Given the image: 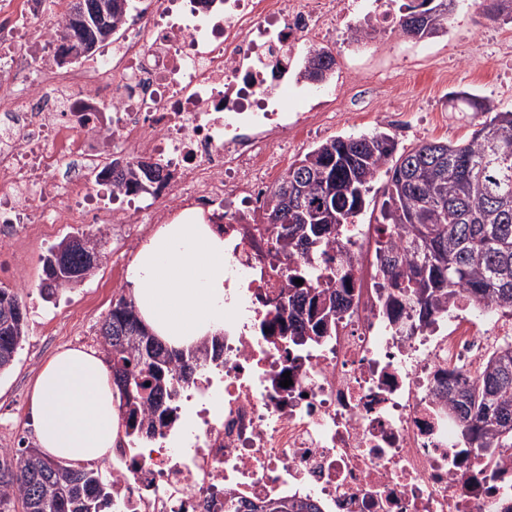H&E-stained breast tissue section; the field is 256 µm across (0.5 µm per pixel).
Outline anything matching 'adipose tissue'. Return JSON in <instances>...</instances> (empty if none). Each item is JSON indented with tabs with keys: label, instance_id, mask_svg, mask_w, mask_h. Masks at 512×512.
Segmentation results:
<instances>
[{
	"label": "adipose tissue",
	"instance_id": "ef3b65f1",
	"mask_svg": "<svg viewBox=\"0 0 512 512\" xmlns=\"http://www.w3.org/2000/svg\"><path fill=\"white\" fill-rule=\"evenodd\" d=\"M224 238L196 211L163 224L135 254L128 280L149 332L186 349L224 330ZM119 394L110 370L79 348L53 356L39 373L31 415L42 454L103 459L120 427Z\"/></svg>",
	"mask_w": 512,
	"mask_h": 512
}]
</instances>
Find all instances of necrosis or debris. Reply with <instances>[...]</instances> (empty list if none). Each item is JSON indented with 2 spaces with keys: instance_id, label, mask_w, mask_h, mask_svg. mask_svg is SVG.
Wrapping results in <instances>:
<instances>
[{
  "instance_id": "necrosis-or-debris-1",
  "label": "necrosis or debris",
  "mask_w": 512,
  "mask_h": 512,
  "mask_svg": "<svg viewBox=\"0 0 512 512\" xmlns=\"http://www.w3.org/2000/svg\"><path fill=\"white\" fill-rule=\"evenodd\" d=\"M20 26L0 40V246L34 224H169L180 212L224 209V356L202 368L155 435L112 450V512H232L247 500L296 495L320 512H512V457L465 447L445 392L512 337V319L458 293L431 326L396 331L375 260V225L341 236L332 262L352 264L351 305L328 335L293 344L267 332L287 286L258 219L261 189L278 176L291 137L308 133L320 104L291 111L293 52L321 46L336 26L355 30L387 0H145L111 50L88 62L40 58L52 45L35 0H5ZM50 88L42 94L40 85ZM94 131L80 139L78 129ZM113 153L148 151L180 170L137 215L85 201ZM45 202L39 214L25 204ZM292 383L281 387L283 373Z\"/></svg>"
}]
</instances>
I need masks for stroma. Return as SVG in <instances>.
<instances>
[{"instance_id":"35a3bbf8","label":"stroma","mask_w":512,"mask_h":512,"mask_svg":"<svg viewBox=\"0 0 512 512\" xmlns=\"http://www.w3.org/2000/svg\"><path fill=\"white\" fill-rule=\"evenodd\" d=\"M334 53L326 116L313 134L289 142L287 161L328 138L377 129L395 134L407 148L466 140L485 116L456 110L453 96L461 91L512 110V22L486 20L480 0H461L440 37L417 41L390 30L356 52L341 35ZM96 230L93 224H39L0 252V289L21 294L28 317V337L10 370L0 374V448L14 447L9 423L17 405L29 403L44 363L68 348L99 352L97 330L116 300L130 297L128 267L156 228L130 238L108 231L105 256L85 282L44 301L40 283L49 249L65 236Z\"/></svg>"}]
</instances>
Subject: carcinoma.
Returning <instances> with one entry per match:
<instances>
[{
	"mask_svg": "<svg viewBox=\"0 0 512 512\" xmlns=\"http://www.w3.org/2000/svg\"><path fill=\"white\" fill-rule=\"evenodd\" d=\"M74 0L59 23L60 41L74 33L72 47L94 53L104 37L91 10L80 12ZM458 0H410L400 7L394 28L413 39L432 38L447 31ZM428 14L425 29H406L404 18ZM483 15L497 22L512 20V0H484ZM385 32L381 23L365 19L351 39L365 40ZM324 80L336 57L315 50ZM454 100L489 119L461 142L423 141L398 149L395 136L374 131L336 136L321 142L288 165L267 195L260 231L275 256L288 259L286 301L288 321L280 336L302 342L325 336L351 304L350 273L344 266L315 288L301 287L318 279L312 263L358 223L373 183L386 178L380 207L379 250L392 322L402 315L410 325H430L460 291L476 306L493 305L512 316V110H497L488 100L467 91ZM111 189L146 193L160 176L150 177L131 165L112 166ZM83 266V254H68L60 280L41 288L50 301L81 280L72 271ZM26 305L21 296L0 289V374L10 369L26 337ZM101 350L122 400L126 436L138 442L155 434L154 423L172 407L181 387L197 368L219 363L224 335L208 336L188 352L175 350L145 328L134 302L120 297L99 329ZM448 407L463 422V441L494 457L512 452V339L474 375L459 373L448 388ZM112 512V472L54 459L33 444L0 448V512ZM235 512H319L317 505L296 498L245 502Z\"/></svg>",
	"mask_w": 512,
	"mask_h": 512,
	"instance_id": "1",
	"label": "carcinoma"
}]
</instances>
